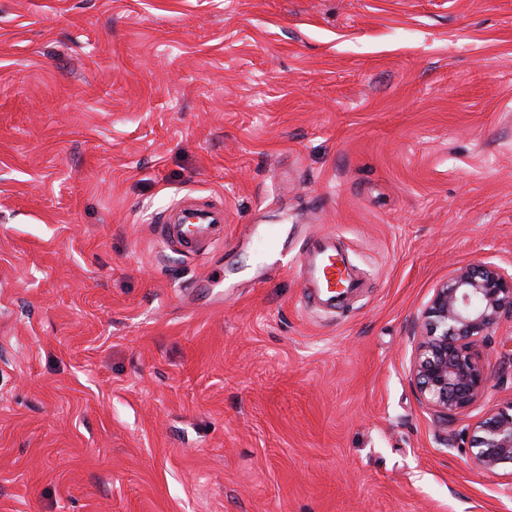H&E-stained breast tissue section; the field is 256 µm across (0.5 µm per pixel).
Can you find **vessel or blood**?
<instances>
[{
  "mask_svg": "<svg viewBox=\"0 0 512 512\" xmlns=\"http://www.w3.org/2000/svg\"><path fill=\"white\" fill-rule=\"evenodd\" d=\"M161 240L181 254H194L202 245L224 240V210L220 207L186 204L165 214L157 226ZM308 275L305 288L308 307L332 309L357 293L363 282L336 243L335 234L313 237L299 255Z\"/></svg>",
  "mask_w": 512,
  "mask_h": 512,
  "instance_id": "obj_1",
  "label": "vessel or blood"
}]
</instances>
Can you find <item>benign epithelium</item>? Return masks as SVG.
Here are the masks:
<instances>
[{"label": "benign epithelium", "instance_id": "benign-epithelium-1", "mask_svg": "<svg viewBox=\"0 0 512 512\" xmlns=\"http://www.w3.org/2000/svg\"><path fill=\"white\" fill-rule=\"evenodd\" d=\"M504 316L512 318V272L487 262L457 269L421 311L411 371L440 430L485 394L491 372L481 346ZM467 451L480 470L512 465V401L471 427Z\"/></svg>", "mask_w": 512, "mask_h": 512}]
</instances>
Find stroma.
<instances>
[{
	"label": "stroma",
	"instance_id": "1",
	"mask_svg": "<svg viewBox=\"0 0 512 512\" xmlns=\"http://www.w3.org/2000/svg\"><path fill=\"white\" fill-rule=\"evenodd\" d=\"M188 195L224 242L185 257ZM475 261L512 270V0H0V512H512L410 373ZM157 230L161 240L182 255L195 254L203 244L224 240V207L186 204L165 214ZM309 286L304 288L306 306L336 309L348 296L363 288V282L336 243V234L314 236L299 255Z\"/></svg>",
	"mask_w": 512,
	"mask_h": 512
}]
</instances>
